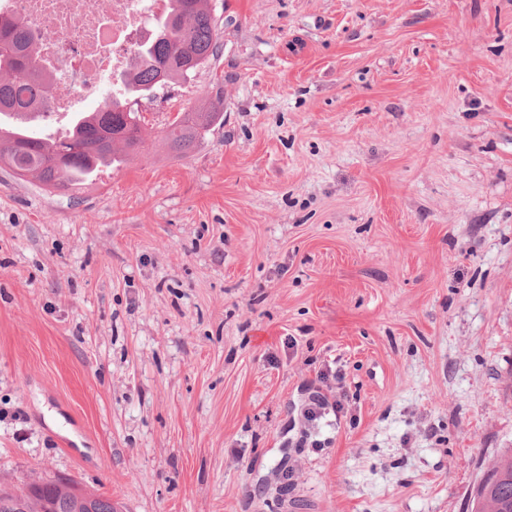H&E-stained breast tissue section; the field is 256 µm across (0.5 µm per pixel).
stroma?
<instances>
[{"instance_id": "35a3bbf8", "label": "stroma", "mask_w": 512, "mask_h": 512, "mask_svg": "<svg viewBox=\"0 0 512 512\" xmlns=\"http://www.w3.org/2000/svg\"><path fill=\"white\" fill-rule=\"evenodd\" d=\"M210 6L221 52L141 99L136 157L0 170V489L463 512L512 451V0ZM220 112H184L169 124L166 140L171 150L186 154L221 120ZM340 390L341 388L337 389L336 399H334L332 402H330L328 396L326 395H315L305 410L304 416L306 420L308 422H314L328 413V409H331L335 413L337 419L339 417V413H341L344 409V405L342 403L344 393L342 390Z\"/></svg>"}]
</instances>
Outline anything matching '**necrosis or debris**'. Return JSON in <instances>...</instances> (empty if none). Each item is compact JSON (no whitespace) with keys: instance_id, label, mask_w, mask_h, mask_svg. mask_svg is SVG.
Returning a JSON list of instances; mask_svg holds the SVG:
<instances>
[{"instance_id":"1","label":"necrosis or debris","mask_w":512,"mask_h":512,"mask_svg":"<svg viewBox=\"0 0 512 512\" xmlns=\"http://www.w3.org/2000/svg\"><path fill=\"white\" fill-rule=\"evenodd\" d=\"M164 6L165 0H0L1 11L36 24L42 66L72 89L50 98L54 130H63L104 78L126 70L135 43L150 37L149 18Z\"/></svg>"}]
</instances>
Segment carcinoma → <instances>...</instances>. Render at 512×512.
I'll use <instances>...</instances> for the list:
<instances>
[{"instance_id":"cac0c4a2","label":"carcinoma","mask_w":512,"mask_h":512,"mask_svg":"<svg viewBox=\"0 0 512 512\" xmlns=\"http://www.w3.org/2000/svg\"><path fill=\"white\" fill-rule=\"evenodd\" d=\"M218 22L209 0H168V10L155 20L154 37L133 51L130 66L115 80L91 112L80 114L61 137L28 130L27 120L46 113L51 76L36 54L32 25L0 14V168L16 177H31L47 191H69L93 180L90 163L118 167L138 153L142 116L137 99L175 81H185L219 54ZM166 78L156 82L160 68ZM220 112H186L169 124L171 150H192L220 121ZM118 512L109 499L89 502L74 496L69 484L48 481L33 499L26 492L0 496V512ZM468 512H512V454L501 455L486 484L473 495Z\"/></svg>"}]
</instances>
